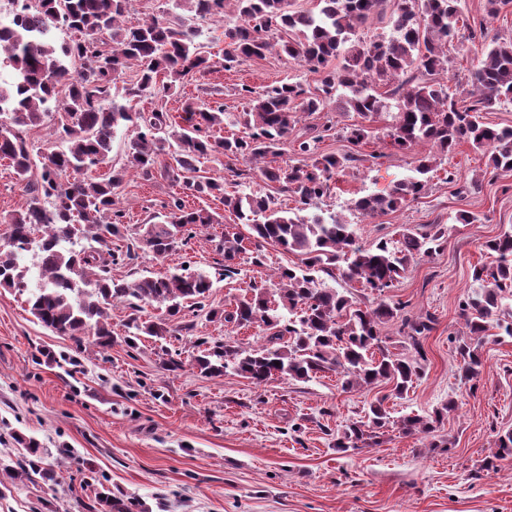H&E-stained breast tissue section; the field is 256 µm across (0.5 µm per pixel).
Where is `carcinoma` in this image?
<instances>
[{"instance_id":"carcinoma-1","label":"carcinoma","mask_w":512,"mask_h":512,"mask_svg":"<svg viewBox=\"0 0 512 512\" xmlns=\"http://www.w3.org/2000/svg\"><path fill=\"white\" fill-rule=\"evenodd\" d=\"M233 2L238 24L224 30V68L242 58L262 59L275 51L321 73L315 91L298 82H283L257 92L244 85L240 94L249 99L244 112L251 130L245 137L217 138L213 130L224 124V105L185 103L182 124L173 126L162 111L130 112L112 100V87L129 65L139 72L124 86L126 97L142 98L159 89L171 90L207 63L195 46L196 33L171 18H152L137 27H123L119 19L128 0H32L21 23L0 25V70L8 69L13 82L0 84V117L10 116L12 131L0 133V160L13 168L29 196L26 207L13 215L6 238L10 250L0 252V288L20 294L30 292L31 314L47 329L64 336L90 333L99 347L112 345L108 306L119 302L131 309L127 322L129 345L145 334L158 339L191 331L193 324L178 321L185 304L194 312L205 310L213 280L203 272L143 276L130 283L112 280V266L133 262L145 248L163 256L188 244L200 226L222 223V215L189 207L184 197H217L224 207L249 227L257 250L271 244L301 256V265L281 267L274 273V291L252 288L236 299L221 316L236 327L257 325L265 332L264 344L242 350L227 342L197 339L196 368L205 376H221L231 370L261 385L276 376L308 379L334 371L342 376V388L386 383L403 395L424 375L425 354L421 339L433 329L435 318L427 313L405 314L401 302L383 299L419 255L441 249L445 229L440 224L403 227L394 241L381 238L366 247L359 243L352 224L341 216L302 214L306 206L326 192L333 175L358 160L353 154L337 156L319 152L324 135L294 141L300 155L314 157L311 167L266 165L260 175L294 196L295 210L275 206L269 196L224 192L223 178L196 179L200 160L214 154L255 163L277 154L299 115L321 112L331 104L364 119L396 109L390 129L394 146L413 151L430 144L443 156L467 143L487 158L494 170H512V127H498L479 120V113L512 101V39L491 41L481 49L467 87L456 98L448 93L440 75L448 72V44L470 40L484 33L485 21L471 27L460 22V0H396L393 34L387 39L366 40L357 30L384 13L388 0H318V12L291 9L290 0H188L202 18L224 14ZM55 27L70 33L60 45L48 36ZM291 36L276 43L266 38L271 29ZM333 59L340 66L327 69ZM386 91L378 92L379 86ZM61 113L56 137L65 144L33 157L25 127L37 126L51 111ZM129 123L135 130L128 165L111 169L100 179L80 173L104 163L111 150L116 127ZM373 136L367 125H355L348 141L366 143ZM169 150L176 167L190 174L182 194L166 206L158 220L142 225L141 238L112 249V239L124 237V215L113 208V195L129 170L145 178L153 176L160 152ZM40 165L39 179L29 174ZM437 171L436 156L415 157L413 174L387 189L353 202L354 210L375 217L399 211L425 194L430 175ZM494 257L489 264L474 266L478 290L460 304L466 335L456 346L461 377L477 382L483 374L482 339L494 322L512 337V226L503 228L484 244ZM38 250L41 285L29 291L27 269L17 259L22 251ZM244 250L243 238L225 233L215 251L231 261ZM341 277L349 284L377 294L367 304L351 292L326 286L319 274ZM156 303L165 314L143 320L142 305ZM401 318L402 334L413 354L393 353L385 347L383 325ZM369 405L366 421L353 422L336 435V451L347 453L359 445H377L390 425L385 401ZM453 400L424 418L407 415L401 420L405 433L430 434L434 424L455 410ZM22 448L16 465L0 471L15 478L51 477L34 459L43 455L40 442L15 435ZM512 459V430L500 434L496 448L480 467L497 469L501 460ZM92 512H144L133 500L101 494L88 505Z\"/></svg>"}]
</instances>
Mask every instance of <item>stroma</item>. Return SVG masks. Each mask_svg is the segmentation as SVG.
Wrapping results in <instances>:
<instances>
[{
	"instance_id": "obj_1",
	"label": "stroma",
	"mask_w": 512,
	"mask_h": 512,
	"mask_svg": "<svg viewBox=\"0 0 512 512\" xmlns=\"http://www.w3.org/2000/svg\"><path fill=\"white\" fill-rule=\"evenodd\" d=\"M174 14L198 29L196 41L209 68L163 96L129 101L122 89H114L116 103L135 112L160 107L176 121L185 101H219L225 117L215 136L240 137L247 133L240 87L259 91L289 81L312 91L319 84V74L276 53L225 69L224 23L197 19L173 0H133L124 23L135 26ZM392 121L386 112L371 119L374 136L358 148L361 161L333 176L311 211L353 223L365 246L383 236L397 237L405 224L444 226L443 249L416 259L386 294L390 301L407 303L410 313L435 317L422 340L425 374L417 385L396 397L386 385L343 390L331 371L308 380L276 377L261 386L231 372L205 377L192 365L197 338L227 340L248 350L262 344V329L231 328L200 315L192 332L163 342L144 336L131 348L123 340L130 311L117 302L110 309L112 345L102 349L92 336L78 342L46 329L23 295L0 288V462L11 465L18 459L14 435L19 432L40 441L43 465L53 472L49 480L1 485L0 512H87L104 489L120 498L137 497L150 512H512V463L489 474L477 472L498 433L512 428V338L484 337L485 369L472 388L460 378L453 344L465 332L459 304L474 289L472 268L492 260L483 244L512 225V171L488 169L464 143L443 158L423 197L394 213L361 216L352 208L354 200L410 173L411 154L391 143ZM360 122L357 113L328 108L303 115L294 134H321L331 125L320 150L343 155L353 148L344 127ZM199 174L223 177L229 193L268 195L285 210L296 205L241 160L215 155ZM478 174L482 188L474 192L469 184ZM183 180L165 154L152 179L133 172L126 176L114 206L124 213L128 239L180 194ZM208 205L222 213V223L197 229L187 246L167 256L141 251L134 263L114 266L113 279L131 282L187 265L213 275L208 304L221 312L249 286L272 287L277 268L299 264L298 255L268 244L261 261L240 254L236 275L219 276L224 260L212 236L227 230L245 235L249 228L220 201ZM460 210L474 214L475 223H455ZM167 353L179 355L181 369H165ZM383 394L395 418L425 416L451 400L457 408L433 435L394 427L382 444L337 453V431L361 419ZM442 439L450 450L432 448V441Z\"/></svg>"
}]
</instances>
